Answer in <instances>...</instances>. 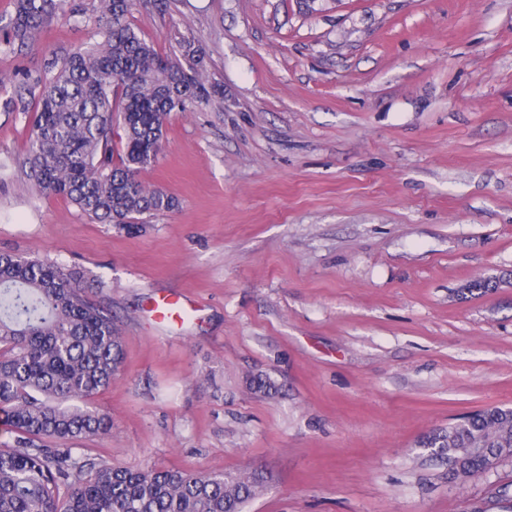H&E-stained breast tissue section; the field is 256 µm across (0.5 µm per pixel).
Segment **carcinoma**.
I'll return each mask as SVG.
<instances>
[{
  "mask_svg": "<svg viewBox=\"0 0 512 512\" xmlns=\"http://www.w3.org/2000/svg\"><path fill=\"white\" fill-rule=\"evenodd\" d=\"M6 27L25 45L43 24L70 12L69 0H14ZM131 0H99L100 41L47 63L53 72L32 112L28 176L42 191L70 199L105 224L134 225L175 201L144 184L172 112L210 102L205 52L190 42L163 54L130 22ZM122 129L113 162L112 126ZM84 275L49 260L0 253V405L19 439L0 448V512H243L261 481L236 472L188 474L131 470L80 461L70 444L107 435L112 420L90 407L112 384L122 337L112 315L92 302ZM450 472L484 474V450L512 459V407H489L451 425L429 443Z\"/></svg>",
  "mask_w": 512,
  "mask_h": 512,
  "instance_id": "obj_1",
  "label": "carcinoma"
}]
</instances>
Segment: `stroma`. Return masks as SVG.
<instances>
[{
	"label": "stroma",
	"mask_w": 512,
	"mask_h": 512,
	"mask_svg": "<svg viewBox=\"0 0 512 512\" xmlns=\"http://www.w3.org/2000/svg\"><path fill=\"white\" fill-rule=\"evenodd\" d=\"M71 3L0 51L9 93L98 41V0ZM130 21L202 47L223 92L171 113L141 174L175 210L128 231L38 192L0 102V252L80 270L123 337L94 399L112 430L74 456L251 472L245 512H504L511 461L454 479L426 441L512 407V0H136ZM166 295L181 324L151 319Z\"/></svg>",
	"instance_id": "stroma-1"
}]
</instances>
